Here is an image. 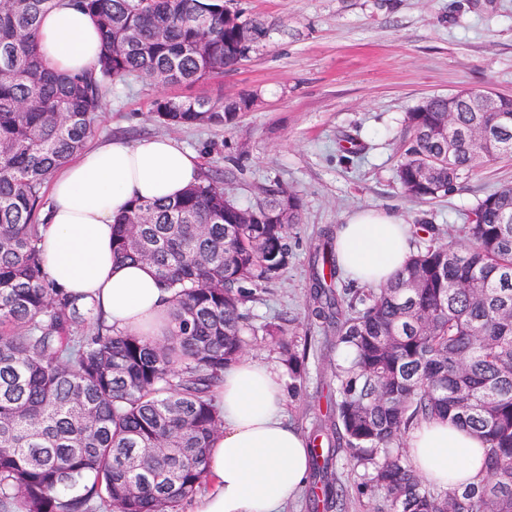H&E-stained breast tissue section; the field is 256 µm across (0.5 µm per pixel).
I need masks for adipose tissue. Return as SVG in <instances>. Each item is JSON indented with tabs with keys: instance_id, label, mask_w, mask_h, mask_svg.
Here are the masks:
<instances>
[{
	"instance_id": "ef3b65f1",
	"label": "adipose tissue",
	"mask_w": 512,
	"mask_h": 512,
	"mask_svg": "<svg viewBox=\"0 0 512 512\" xmlns=\"http://www.w3.org/2000/svg\"><path fill=\"white\" fill-rule=\"evenodd\" d=\"M38 40L43 62L71 76L90 72L101 51L97 19L68 0L45 14ZM200 174L196 155L171 137L89 145L51 181L40 242L48 279L95 301L109 324L161 335L169 295L148 265L113 261L112 224L131 203L179 196ZM335 244L345 276L372 287L392 280L411 254L407 225L377 209L340 225ZM220 397L224 431L212 451V488L196 512H284L306 484L311 448L284 418L287 397L279 371L242 358L225 369ZM484 446L477 434L437 418L415 426L406 438L418 474L442 490L480 478Z\"/></svg>"
}]
</instances>
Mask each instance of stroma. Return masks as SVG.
<instances>
[{
	"instance_id": "35a3bbf8",
	"label": "stroma",
	"mask_w": 512,
	"mask_h": 512,
	"mask_svg": "<svg viewBox=\"0 0 512 512\" xmlns=\"http://www.w3.org/2000/svg\"><path fill=\"white\" fill-rule=\"evenodd\" d=\"M247 17L272 21L268 43L251 57L193 84L160 89L145 80L113 84L96 135L136 142L169 136L223 175L241 203L279 186L301 200L289 231L287 269L249 304L256 334L247 354L279 363L262 329L280 324L312 339L301 392L285 410L306 437L331 433V373L338 355L331 329L316 320L310 259L333 248L354 212L380 208L413 225H436L465 243L477 203L512 185V157L476 168L454 192L430 202L406 198L395 178L407 112L423 99L460 90L512 96V0H231ZM211 100L256 96L233 127L170 128L151 117L161 95ZM359 480L338 450L323 480L308 478L285 512H332L323 486Z\"/></svg>"
}]
</instances>
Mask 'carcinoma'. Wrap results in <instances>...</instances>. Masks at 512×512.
Segmentation results:
<instances>
[{
    "label": "carcinoma",
    "instance_id": "obj_1",
    "mask_svg": "<svg viewBox=\"0 0 512 512\" xmlns=\"http://www.w3.org/2000/svg\"><path fill=\"white\" fill-rule=\"evenodd\" d=\"M55 2L0 0V512H173L207 483L224 369L245 354L247 302L288 265L300 200L277 186L243 206L207 173L119 216L113 259L150 265L170 294L167 331L152 337L105 325L94 303L46 279V191L94 136L113 82L195 83L235 66L246 38L264 46L273 23L226 13L224 0H76L98 18L103 51L90 73L68 77L37 46ZM447 108L433 96L407 113L396 179L411 199L445 195L512 154V112ZM152 115L171 126L240 117L222 99L168 97ZM244 211L253 222L238 223ZM466 233L462 250L418 225L416 251L381 288L335 290L332 251L313 261V315L353 353L333 371L328 446L361 469L355 493L371 512H512V186L478 204ZM266 335L299 391L307 346L282 326ZM433 417L484 438L478 482L438 492L418 475L406 431ZM325 494L340 510L349 489L338 481Z\"/></svg>",
    "mask_w": 512,
    "mask_h": 512
}]
</instances>
